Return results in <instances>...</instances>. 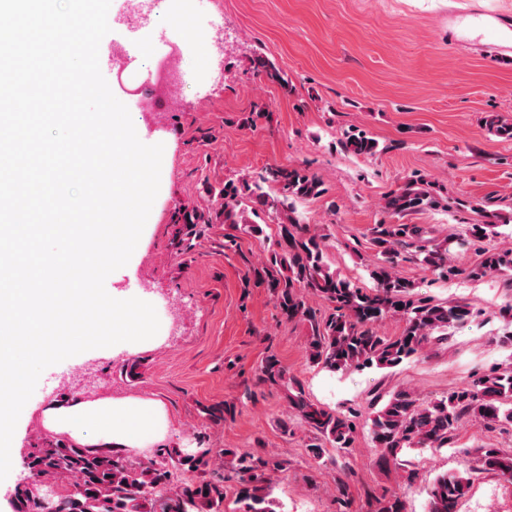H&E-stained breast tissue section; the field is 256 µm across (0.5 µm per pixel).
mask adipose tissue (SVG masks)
Returning <instances> with one entry per match:
<instances>
[{"label":"adipose tissue","mask_w":512,"mask_h":512,"mask_svg":"<svg viewBox=\"0 0 512 512\" xmlns=\"http://www.w3.org/2000/svg\"><path fill=\"white\" fill-rule=\"evenodd\" d=\"M43 424L68 434L79 445L138 448L166 428L159 402L139 398H102L56 404L41 413Z\"/></svg>","instance_id":"adipose-tissue-1"}]
</instances>
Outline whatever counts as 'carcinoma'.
<instances>
[{"label": "carcinoma", "mask_w": 512, "mask_h": 512, "mask_svg": "<svg viewBox=\"0 0 512 512\" xmlns=\"http://www.w3.org/2000/svg\"><path fill=\"white\" fill-rule=\"evenodd\" d=\"M488 130L512 138V122L500 115L486 119ZM341 144L354 155L373 156L378 143L365 133H347ZM324 193L321 181L301 165L268 167L257 177L224 181V199L217 216L232 232L224 235V247L237 243L235 232H257L249 214L262 210L277 221L278 239L267 248L261 267L254 269L257 283L265 285L287 320L310 323L309 360L332 373L376 366L393 368L416 357L432 338L445 339L448 325L464 323L472 311L456 302H436L415 291L411 281L396 270L402 251L414 248L421 263L439 278L458 272L448 258V240L428 247L421 243V230L408 224L381 222L371 228V242L379 255L370 276L376 286L365 290L339 277L325 262L326 236L301 224L296 204ZM460 201L434 192L432 182L418 177L383 198L382 209L403 216L425 208ZM512 271V248L480 251L479 261L468 276L481 279ZM328 304L322 315L308 304L305 293ZM387 318L403 322L396 336L378 331ZM258 380L287 391L289 404L315 432L308 453L320 463L325 447L344 455L351 453L357 432L355 412L344 413L312 402L305 390L274 356L263 360ZM366 419L374 447L386 463H400L407 450L446 448L465 416L484 426L512 424V361L467 385L433 401H423L401 390L381 406L371 404ZM26 467L38 483L63 476L69 489L54 492L48 504L21 489L17 512H222L225 484H239V512H275L271 498L283 462L267 452L236 448H198L190 453L161 448L149 462L132 461L75 443L57 441L30 455ZM200 470L203 479L194 486L171 488L173 470ZM495 471L512 479V455L498 448L480 449L479 465L443 473L430 489V512H456L481 471ZM372 512H405L397 493L374 499Z\"/></svg>", "instance_id": "obj_1"}]
</instances>
